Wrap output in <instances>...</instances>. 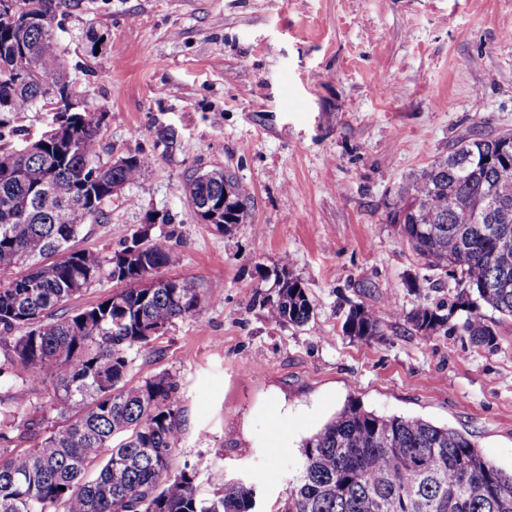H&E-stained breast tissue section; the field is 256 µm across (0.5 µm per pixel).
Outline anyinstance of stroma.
Listing matches in <instances>:
<instances>
[{
  "mask_svg": "<svg viewBox=\"0 0 512 512\" xmlns=\"http://www.w3.org/2000/svg\"><path fill=\"white\" fill-rule=\"evenodd\" d=\"M54 28L102 118L101 162L151 160L80 246L117 250L155 212L181 254L165 277L223 286L128 376L180 380L173 466L196 467L201 496L224 475L253 487L254 512H278L304 440L351 400L466 432L512 473V319L492 351L456 328L415 332L410 310L454 298L392 220L401 187L460 137L512 133V0H67ZM215 168L251 192L222 232L185 195ZM285 256L314 307L301 326L257 300ZM355 304L380 338L346 335Z\"/></svg>",
  "mask_w": 512,
  "mask_h": 512,
  "instance_id": "obj_1",
  "label": "stroma"
}]
</instances>
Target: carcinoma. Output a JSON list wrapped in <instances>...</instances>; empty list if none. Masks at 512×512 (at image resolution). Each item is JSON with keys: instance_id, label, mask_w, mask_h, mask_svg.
Returning <instances> with one entry per match:
<instances>
[{"instance_id": "obj_1", "label": "carcinoma", "mask_w": 512, "mask_h": 512, "mask_svg": "<svg viewBox=\"0 0 512 512\" xmlns=\"http://www.w3.org/2000/svg\"><path fill=\"white\" fill-rule=\"evenodd\" d=\"M13 2L22 22L0 29V380L12 390L0 396V512H251L252 486L226 480L204 498L195 468L171 472L184 434L177 378L126 380L135 355L175 321L198 315L221 285L201 290L169 278L134 287L180 259L174 231L156 229L150 216L110 254L77 246L83 227L97 222L116 189L142 178L150 159L100 162L101 119L86 111L55 117V134L15 149L14 116L46 104L69 80L54 31L66 0ZM185 193L194 210L219 206L220 231L247 216L249 189L222 169L191 175ZM393 216L456 291L446 314L412 309L413 330L457 327L471 343L496 349V323L471 305L512 317V136L460 138L401 191ZM288 266L282 259L262 304L269 321L303 325L313 305ZM123 281L120 292L55 316L84 291ZM456 309L466 312L460 325ZM343 329L373 339L381 322L358 304ZM47 407L64 425L43 429ZM30 436L41 441L14 446ZM301 454L280 512H512V474L453 427L377 415L351 401Z\"/></svg>"}]
</instances>
